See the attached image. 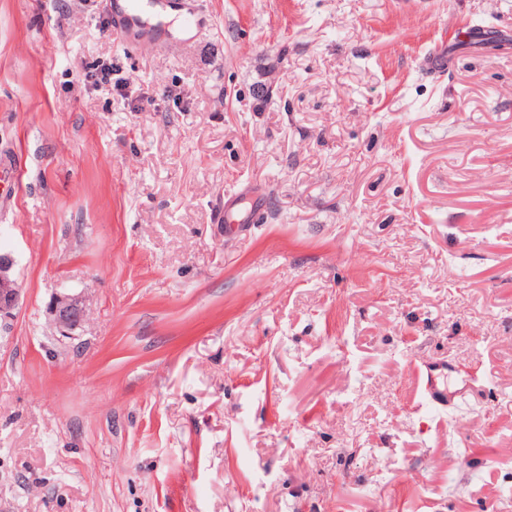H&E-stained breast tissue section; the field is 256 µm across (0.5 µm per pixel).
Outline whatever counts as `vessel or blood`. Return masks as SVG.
<instances>
[{
    "instance_id": "obj_1",
    "label": "vessel or blood",
    "mask_w": 512,
    "mask_h": 512,
    "mask_svg": "<svg viewBox=\"0 0 512 512\" xmlns=\"http://www.w3.org/2000/svg\"><path fill=\"white\" fill-rule=\"evenodd\" d=\"M108 8L109 31L123 48L141 53L174 51L192 42L209 19L203 0H105ZM421 69L429 76L448 72V52L445 47L430 51L421 62ZM254 208L244 199L225 200L216 220L220 223L251 222ZM436 376L427 378L426 395L436 407H454L458 398L471 396L473 387L463 382L450 389L448 377L454 372L452 363L436 364Z\"/></svg>"
}]
</instances>
